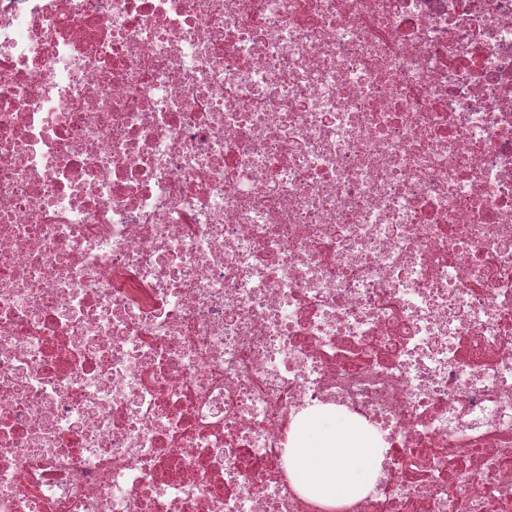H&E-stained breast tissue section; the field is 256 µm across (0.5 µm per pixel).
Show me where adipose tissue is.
Wrapping results in <instances>:
<instances>
[{
    "mask_svg": "<svg viewBox=\"0 0 512 512\" xmlns=\"http://www.w3.org/2000/svg\"><path fill=\"white\" fill-rule=\"evenodd\" d=\"M295 448L288 451L290 475L306 496L335 507L372 488L383 453L341 417L326 414L305 422Z\"/></svg>",
    "mask_w": 512,
    "mask_h": 512,
    "instance_id": "obj_1",
    "label": "adipose tissue"
}]
</instances>
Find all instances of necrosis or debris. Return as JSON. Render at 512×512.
<instances>
[{"instance_id":"necrosis-or-debris-1","label":"necrosis or debris","mask_w":512,"mask_h":512,"mask_svg":"<svg viewBox=\"0 0 512 512\" xmlns=\"http://www.w3.org/2000/svg\"><path fill=\"white\" fill-rule=\"evenodd\" d=\"M0 512H512V0H0ZM300 432L297 447L288 450V465L295 486L306 496L336 507L375 485L383 448L341 417L325 414L303 423Z\"/></svg>"}]
</instances>
